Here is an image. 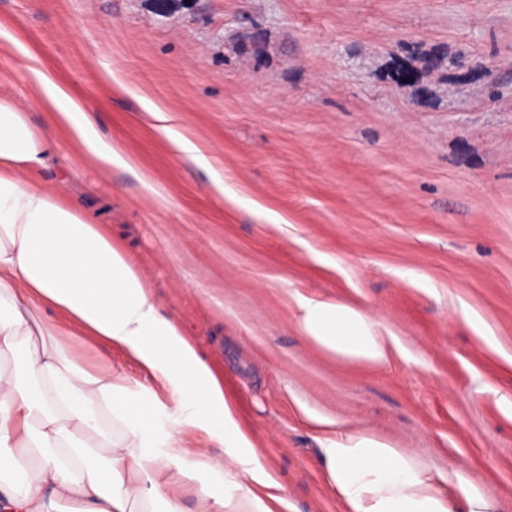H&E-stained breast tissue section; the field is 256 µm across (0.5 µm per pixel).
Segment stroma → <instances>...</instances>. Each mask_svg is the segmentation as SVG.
<instances>
[{
	"instance_id": "35a3bbf8",
	"label": "stroma",
	"mask_w": 512,
	"mask_h": 512,
	"mask_svg": "<svg viewBox=\"0 0 512 512\" xmlns=\"http://www.w3.org/2000/svg\"><path fill=\"white\" fill-rule=\"evenodd\" d=\"M45 77L121 164L84 158ZM0 96L60 145L32 181L205 353L282 512H342L319 440L346 429L512 512V0H0ZM302 298L364 308L387 362L309 343Z\"/></svg>"
}]
</instances>
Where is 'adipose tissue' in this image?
Masks as SVG:
<instances>
[{"label":"adipose tissue","mask_w":512,"mask_h":512,"mask_svg":"<svg viewBox=\"0 0 512 512\" xmlns=\"http://www.w3.org/2000/svg\"><path fill=\"white\" fill-rule=\"evenodd\" d=\"M47 96L103 167L119 157L77 103L53 82ZM53 140L0 98V512H276V482L224 398L198 345L165 315L137 263L102 225L29 173ZM64 312L61 328L48 309ZM298 324L324 352L381 365L387 350L360 308L320 299L298 304ZM124 348L150 378L132 391L110 364L87 365L74 340ZM183 414L163 441L160 394ZM203 430L248 475L243 484L206 454H192L183 427ZM161 451H153V444ZM328 485L344 512H457L434 478L376 435L325 437Z\"/></svg>","instance_id":"obj_1"}]
</instances>
